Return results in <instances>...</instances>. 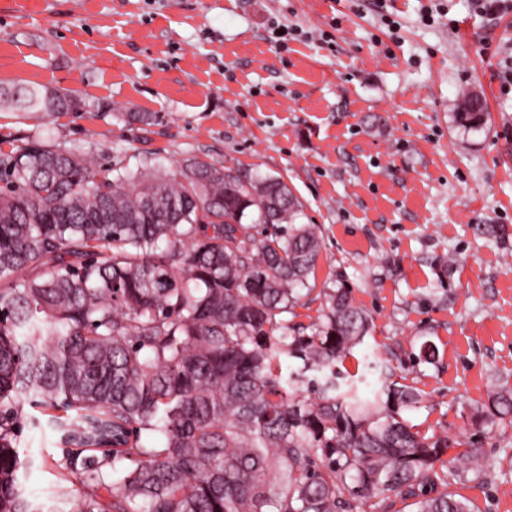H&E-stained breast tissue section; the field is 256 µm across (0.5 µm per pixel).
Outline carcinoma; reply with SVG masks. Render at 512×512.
Returning <instances> with one entry per match:
<instances>
[{
    "label": "carcinoma",
    "mask_w": 512,
    "mask_h": 512,
    "mask_svg": "<svg viewBox=\"0 0 512 512\" xmlns=\"http://www.w3.org/2000/svg\"><path fill=\"white\" fill-rule=\"evenodd\" d=\"M479 103L461 125L484 124ZM0 107L80 103L14 85ZM127 121L150 134L157 116ZM300 212L283 179L199 158L115 173L48 141L0 152V512H39L19 482L27 406L61 432L58 469L95 487L79 512H471L448 486L481 476L476 443L405 419L420 394L386 364L366 365L372 400L341 370L370 329L352 288L329 289L314 323L288 320L321 250ZM489 402L512 427V392Z\"/></svg>",
    "instance_id": "1"
}]
</instances>
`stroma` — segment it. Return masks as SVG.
Returning a JSON list of instances; mask_svg holds the SVG:
<instances>
[{
	"label": "stroma",
	"instance_id": "stroma-1",
	"mask_svg": "<svg viewBox=\"0 0 512 512\" xmlns=\"http://www.w3.org/2000/svg\"><path fill=\"white\" fill-rule=\"evenodd\" d=\"M0 0V85L64 89L80 112L0 111V150L44 140L97 164L166 169L200 157L283 178L322 249L297 322L346 282L371 319L344 361L387 360L423 400L411 424L481 441L484 474L452 483L473 512H512V429L474 419L512 388V11L472 0ZM401 24L391 37L383 14ZM308 31L287 50L271 19ZM486 112L457 114L465 95ZM152 112L153 134L127 113ZM435 363L418 361L425 342ZM34 465L25 494L74 512L90 487L59 482V434L34 415L17 440ZM480 100L477 97L470 96L464 101V109L458 112V122L465 127L473 128L482 126L485 122V112L479 106Z\"/></svg>",
	"mask_w": 512,
	"mask_h": 512
}]
</instances>
